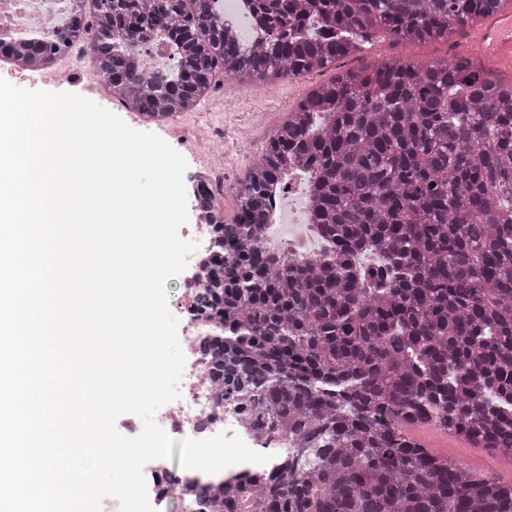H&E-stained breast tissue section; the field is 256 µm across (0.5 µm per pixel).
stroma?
Masks as SVG:
<instances>
[{"label": "stroma", "mask_w": 512, "mask_h": 512, "mask_svg": "<svg viewBox=\"0 0 512 512\" xmlns=\"http://www.w3.org/2000/svg\"><path fill=\"white\" fill-rule=\"evenodd\" d=\"M466 42L465 36L455 34L445 41L398 44L390 37L381 35L375 39L373 45L364 49L362 57L340 59L335 68L313 73L307 79L286 78L258 88L240 86L226 81L196 110L175 116L173 124L162 131L161 137L176 149L180 148L183 142L197 141L207 143L218 151L231 136L232 122L250 125L253 136L247 151L227 155L224 160V181L232 185L243 177L250 164L261 154L286 112L296 106L310 83L328 81L339 69L375 65L392 55L427 64L452 57ZM227 93L234 94L239 101V112L233 119L225 116L222 108V98ZM409 432L423 447L452 457L474 472L489 475L507 483L512 482L511 451L473 448L427 425L410 427Z\"/></svg>", "instance_id": "stroma-1"}]
</instances>
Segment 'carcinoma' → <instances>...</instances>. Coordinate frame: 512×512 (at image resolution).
<instances>
[{"instance_id": "cac0c4a2", "label": "carcinoma", "mask_w": 512, "mask_h": 512, "mask_svg": "<svg viewBox=\"0 0 512 512\" xmlns=\"http://www.w3.org/2000/svg\"><path fill=\"white\" fill-rule=\"evenodd\" d=\"M214 0H74L51 41L0 37L30 70L91 41L125 107L150 118L196 108L222 76L258 86L332 67L383 32L448 39L512 0H250L267 37L240 48ZM176 47L172 82L134 55L148 32ZM307 164L310 223L335 251L296 264L262 249L268 192ZM198 210L220 254L196 297L200 350L224 399L253 401L260 432L288 429L257 484L262 512H512V483L477 475L406 432L431 425L475 448L512 450V81L476 57H392L312 87L234 188L224 223L204 181ZM373 251L378 261L361 266ZM231 479L199 504L237 512Z\"/></svg>"}]
</instances>
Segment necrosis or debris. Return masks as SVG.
Instances as JSON below:
<instances>
[{
  "label": "necrosis or debris",
  "instance_id": "4bbe7bcc",
  "mask_svg": "<svg viewBox=\"0 0 512 512\" xmlns=\"http://www.w3.org/2000/svg\"><path fill=\"white\" fill-rule=\"evenodd\" d=\"M71 4L72 0H0V36L15 40L53 37L70 25ZM214 10L242 47L252 48L261 39L262 32L245 0H214ZM310 182V170L293 165L289 167L283 184L270 193L272 224H294L298 227L295 244L287 248L290 257L298 261L329 252L328 246L322 243L313 249L306 246L315 235L313 226L308 222ZM181 288L182 351L188 363L180 382V397L160 413V427L184 439L207 438L229 428L248 441L259 439L268 445L287 447L288 437L284 433L256 435L247 403L219 400L207 379L206 363L199 350L204 323L193 311L199 284L189 278L183 280Z\"/></svg>",
  "mask_w": 512,
  "mask_h": 512
}]
</instances>
